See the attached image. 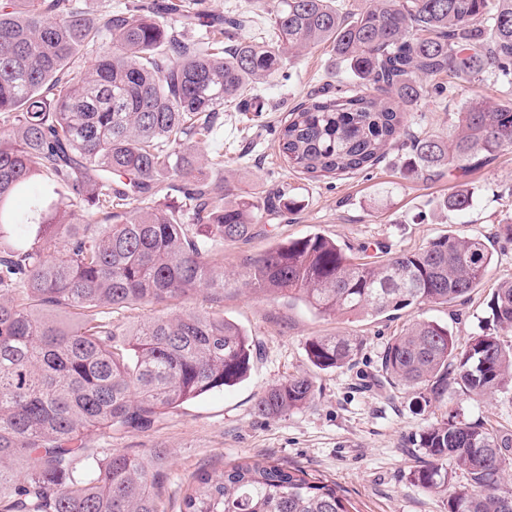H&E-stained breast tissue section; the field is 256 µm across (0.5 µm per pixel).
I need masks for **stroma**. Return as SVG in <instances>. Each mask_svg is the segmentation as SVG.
Here are the masks:
<instances>
[{
    "label": "stroma",
    "instance_id": "35a3bbf8",
    "mask_svg": "<svg viewBox=\"0 0 512 512\" xmlns=\"http://www.w3.org/2000/svg\"><path fill=\"white\" fill-rule=\"evenodd\" d=\"M347 81L331 44L324 43L285 60L272 80L259 85L263 111L228 107L221 112L205 146L209 158L219 162L212 176L261 197L285 188L302 202L293 214L266 221L249 243L225 247V268H238L275 240L313 233L336 239L353 258L365 261L413 251L449 233H480L494 243L495 265L467 303L412 305L388 317L354 322L315 314L294 299L233 290L216 305L194 295L168 306L171 314L216 309L244 328L257 349L245 380L185 404L151 431L86 433L87 446L100 452L165 449L160 495L166 512H179L184 490L200 467L220 471L225 464L261 457L336 482L355 512H448L441 496L409 479L419 454L418 435L454 414L512 433V390L485 398L452 392L447 404L421 409L417 390L383 383L380 371L384 348L413 320H436L463 342L486 325L492 289L512 279V236L502 230L512 224V148L468 171L462 181L473 188L476 203L464 213L439 206L460 181L455 174L405 178L402 152L395 148L354 174L312 178L293 169L279 153L277 127L310 95L335 91ZM422 84L426 94L408 114L411 128L443 138L453 132L466 104L512 103V81L487 74L463 81L441 75ZM439 85L445 86L444 94L436 93ZM349 333L361 341L349 364L331 370L311 364L307 340ZM296 374L314 379L312 403L283 417H258L261 394Z\"/></svg>",
    "mask_w": 512,
    "mask_h": 512
}]
</instances>
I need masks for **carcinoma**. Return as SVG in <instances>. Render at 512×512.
<instances>
[{"mask_svg":"<svg viewBox=\"0 0 512 512\" xmlns=\"http://www.w3.org/2000/svg\"><path fill=\"white\" fill-rule=\"evenodd\" d=\"M134 10L90 17L83 0H0V512H163L156 476L166 452L101 456L85 433L148 431L248 375L253 340L218 312L124 328L116 311L197 293L219 302L229 288L358 321L464 300L494 265L479 235L356 262L313 233L228 275L224 245L249 241L297 206L211 180L203 148L219 113L273 79L286 56L329 43L362 85L290 111L278 131L289 165L313 178L354 172L398 146L408 177L464 172L512 147V105L465 107L446 140L409 130L407 108L422 77H512V0H363L348 14L335 0H277L269 34L248 42L237 34L254 16L217 17L207 0H137ZM200 27L205 42L195 39ZM442 206L466 212L473 193L459 184ZM488 309L512 333V280L492 289ZM359 346L351 335L317 336L307 354L328 370ZM381 372L419 390L426 406L452 390L503 392L512 389V345L485 331L461 343L418 319L387 344ZM313 398V380L290 375L255 412L282 417ZM417 445L410 479L447 496L448 512H512V434L455 416ZM180 512L351 509L336 483L255 459L197 472Z\"/></svg>","mask_w":512,"mask_h":512,"instance_id":"obj_1","label":"carcinoma"}]
</instances>
